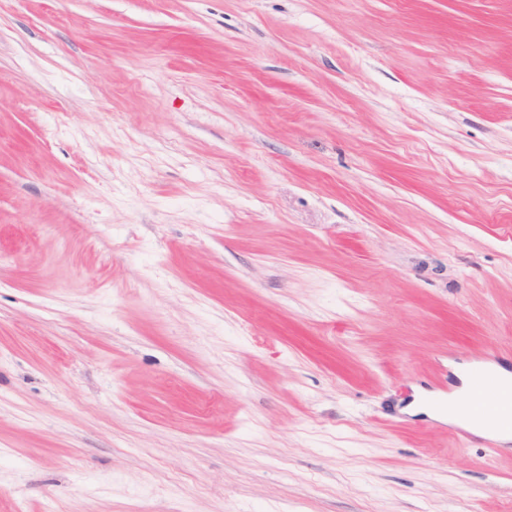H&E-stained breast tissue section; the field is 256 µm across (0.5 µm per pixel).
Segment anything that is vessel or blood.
I'll list each match as a JSON object with an SVG mask.
<instances>
[{
    "instance_id": "obj_1",
    "label": "vessel or blood",
    "mask_w": 512,
    "mask_h": 512,
    "mask_svg": "<svg viewBox=\"0 0 512 512\" xmlns=\"http://www.w3.org/2000/svg\"><path fill=\"white\" fill-rule=\"evenodd\" d=\"M468 401L459 409L470 421H490L498 433L512 434V384H504L491 358L473 361L466 369Z\"/></svg>"
}]
</instances>
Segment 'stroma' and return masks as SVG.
<instances>
[{
  "instance_id": "35a3bbf8",
  "label": "stroma",
  "mask_w": 512,
  "mask_h": 512,
  "mask_svg": "<svg viewBox=\"0 0 512 512\" xmlns=\"http://www.w3.org/2000/svg\"><path fill=\"white\" fill-rule=\"evenodd\" d=\"M488 354L512 0H0V512H504ZM492 358L475 360L466 368L469 400L458 403L469 421H491L496 434H512V382L505 385Z\"/></svg>"
}]
</instances>
